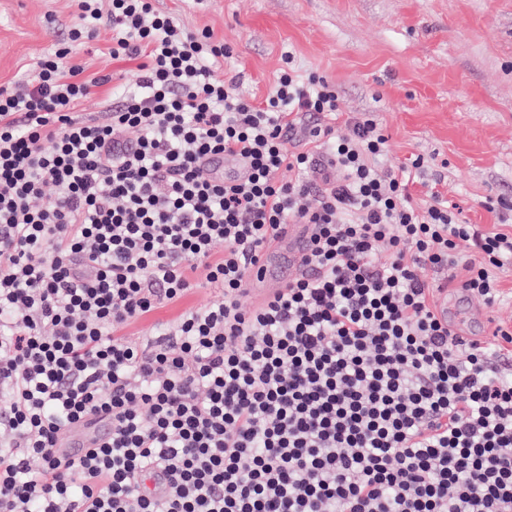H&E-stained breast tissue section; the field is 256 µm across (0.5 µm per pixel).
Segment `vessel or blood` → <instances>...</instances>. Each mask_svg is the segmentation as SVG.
Segmentation results:
<instances>
[{
    "mask_svg": "<svg viewBox=\"0 0 512 512\" xmlns=\"http://www.w3.org/2000/svg\"><path fill=\"white\" fill-rule=\"evenodd\" d=\"M310 246V229L305 224L287 225L272 245L261 252L252 266L250 291L257 298H264L271 291L282 287L297 274L301 260ZM438 317L447 322L455 336L469 338V326L483 323V315L469 303L450 304L440 302L436 307ZM109 426L96 422L68 432L59 442L62 454L76 455L83 448L105 440Z\"/></svg>",
    "mask_w": 512,
    "mask_h": 512,
    "instance_id": "vessel-or-blood-1",
    "label": "vessel or blood"
}]
</instances>
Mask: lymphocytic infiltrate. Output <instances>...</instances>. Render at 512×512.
Returning a JSON list of instances; mask_svg holds the SVG:
<instances>
[{"instance_id": "f902f5d3", "label": "lymphocytic infiltrate", "mask_w": 512, "mask_h": 512, "mask_svg": "<svg viewBox=\"0 0 512 512\" xmlns=\"http://www.w3.org/2000/svg\"><path fill=\"white\" fill-rule=\"evenodd\" d=\"M74 2L68 42L0 86V512H512V328L456 339L418 274L464 268L495 303L512 232L415 202L425 158L378 172L377 122L338 134L335 84L293 58L256 105L217 78L210 30L156 0ZM104 30L134 79L85 118L112 77L73 55ZM218 153L238 171L207 173ZM289 224L312 230L303 272L243 308ZM196 288L222 299L125 336ZM100 419L108 439L61 458Z\"/></svg>"}]
</instances>
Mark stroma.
I'll return each instance as SVG.
<instances>
[{"label": "stroma", "mask_w": 512, "mask_h": 512, "mask_svg": "<svg viewBox=\"0 0 512 512\" xmlns=\"http://www.w3.org/2000/svg\"><path fill=\"white\" fill-rule=\"evenodd\" d=\"M187 29H211L233 49L223 72L240 97H266L286 54L299 70L325 74L344 117L370 115L388 138L379 171L414 155L428 162L413 191L427 185L453 205L460 222L495 230L512 213L486 200L512 199V0H158ZM71 0H0V84L19 81L62 39ZM110 32L82 48L75 63L90 74L132 80L134 65L105 47ZM199 288L182 304L158 308L126 328L152 335L182 309L220 301Z\"/></svg>", "instance_id": "obj_1"}]
</instances>
